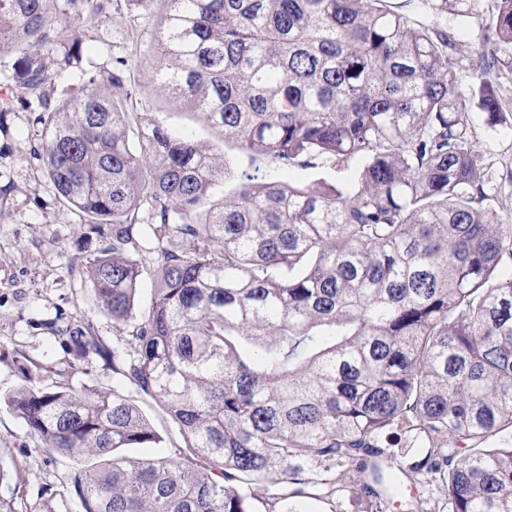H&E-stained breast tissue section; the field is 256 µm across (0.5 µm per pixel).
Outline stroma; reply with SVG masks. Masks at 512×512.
<instances>
[{
  "instance_id": "obj_1",
  "label": "stroma",
  "mask_w": 512,
  "mask_h": 512,
  "mask_svg": "<svg viewBox=\"0 0 512 512\" xmlns=\"http://www.w3.org/2000/svg\"><path fill=\"white\" fill-rule=\"evenodd\" d=\"M470 15L462 19L449 15L459 43L457 70L462 85L473 80L472 62L484 44V26L496 11V0H468ZM85 45L81 70L56 79L48 92L53 97L82 87L83 71L111 69L116 58L133 62L131 75L135 111L166 123L188 127L201 140L211 139L201 117L185 113L182 106L164 100L148 84V59L142 53L153 42L151 17L120 9L110 20L84 26ZM13 59L0 56V396L12 392L22 382L27 363H46L68 372L76 385L108 391L119 388L138 405L154 429L164 439L165 449L181 445L172 420L152 401L140 395L121 376L103 367L93 354L76 356L52 331V324L91 320L100 341L120 345L121 329L100 310L88 283L71 276L70 267L79 262L81 237L86 219L62 202L45 177L32 148L41 137L20 94L9 81ZM473 132L485 160L495 171L512 168V128L490 124L486 112L472 109ZM216 154L225 155L231 165H239L238 152L225 150L212 141ZM422 455L418 448L398 449L390 471L395 484L384 512H436L441 494L436 483L412 472L411 465ZM79 461L67 456L48 457L6 405H0V468L7 479L0 484V503L9 512H78L71 494V477ZM276 489L260 483L250 490L254 512H278L301 507L304 512H368L369 502L338 493L333 502L307 498L272 504Z\"/></svg>"
}]
</instances>
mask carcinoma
Here are the masks:
<instances>
[{
    "mask_svg": "<svg viewBox=\"0 0 512 512\" xmlns=\"http://www.w3.org/2000/svg\"><path fill=\"white\" fill-rule=\"evenodd\" d=\"M124 2L155 18L152 86L251 163L129 111L124 59L46 93L80 65L76 23L113 0H0V55L39 105L33 155L89 218L71 273L128 338L109 350L90 323L57 332L183 438L119 456L163 443L122 392L42 389L34 374L63 373L23 370L3 402L43 452L88 461L79 512H252L264 481L281 501L347 491L383 512L399 424L448 512H512V446L487 447L512 430V224L469 119L475 100L494 124L512 114L492 84L462 88L448 0H418L423 21L390 0ZM496 2L481 73L512 47V0ZM268 160L303 175L274 180Z\"/></svg>",
    "mask_w": 512,
    "mask_h": 512,
    "instance_id": "cac0c4a2",
    "label": "carcinoma"
}]
</instances>
